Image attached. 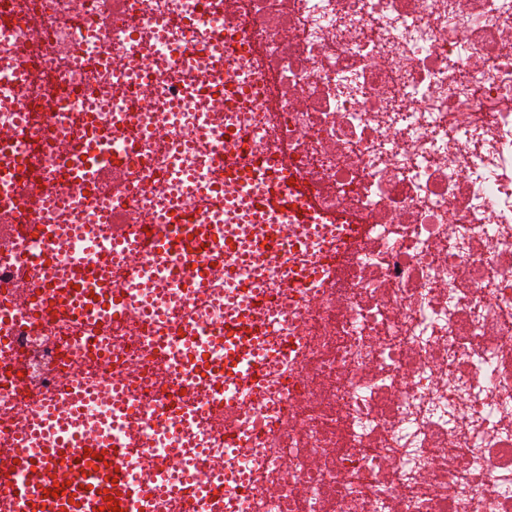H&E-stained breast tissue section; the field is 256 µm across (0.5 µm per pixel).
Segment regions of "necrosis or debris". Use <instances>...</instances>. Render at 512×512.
Masks as SVG:
<instances>
[{
    "label": "necrosis or debris",
    "instance_id": "4bbe7bcc",
    "mask_svg": "<svg viewBox=\"0 0 512 512\" xmlns=\"http://www.w3.org/2000/svg\"><path fill=\"white\" fill-rule=\"evenodd\" d=\"M1 17L0 442L67 384L87 396L46 435L133 433L174 464L183 492L154 490L151 512H212L211 481L222 512H512V0H0ZM248 133L257 177L196 193ZM291 172L316 223L258 209ZM177 211L230 246L195 290L179 253L115 249ZM341 214L364 229L328 269ZM276 228L282 252L256 255ZM78 263L129 290L121 313H55ZM248 316L266 379L228 409L220 332Z\"/></svg>",
    "mask_w": 512,
    "mask_h": 512
}]
</instances>
